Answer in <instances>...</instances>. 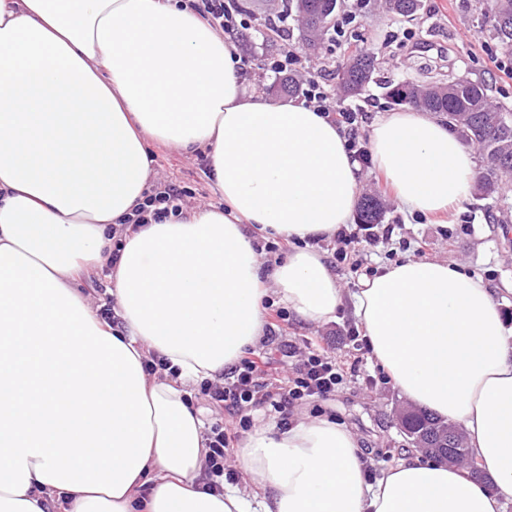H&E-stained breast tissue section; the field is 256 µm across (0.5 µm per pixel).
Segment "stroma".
I'll return each instance as SVG.
<instances>
[{
    "instance_id": "35a3bbf8",
    "label": "stroma",
    "mask_w": 512,
    "mask_h": 512,
    "mask_svg": "<svg viewBox=\"0 0 512 512\" xmlns=\"http://www.w3.org/2000/svg\"><path fill=\"white\" fill-rule=\"evenodd\" d=\"M351 0H341L337 21L343 22L345 34L325 41L317 48L303 46L296 17L285 26L289 40L267 38V14L262 0H255L247 13L249 22L239 28L232 41L247 71L251 89L269 96L274 73L265 69L268 58L277 55L284 43L297 47L309 76L327 74L330 84H337V72L349 47L364 46L378 61V80L364 92L360 104L366 115L360 127L368 134L372 121L389 111L380 79L394 81L424 80L428 76L449 75L481 79L493 87L492 97L512 107V58L504 56L483 26L477 0H421L414 20L395 17L382 6V0H365L357 16H350ZM152 184H173L182 188L186 207L221 204L201 157L187 155L164 145L150 149ZM363 193L379 195L385 204V223L394 225L391 239L378 244L367 254V266L382 270L385 266L409 258H429L458 263L491 288L508 324L512 325V223L498 224L489 217L490 206L512 209V182L504 186L497 199L472 193L460 207L451 211L445 224L401 210L374 165L361 170ZM351 304L337 311L335 318L315 326L289 315L275 338L262 339L257 352L276 358L281 376L291 372L282 350L289 337L305 335L316 345L331 352L344 366L357 367L374 376L371 384L344 386L329 399H314L292 408L289 421L310 415H328L351 429L359 438L366 463L377 474L394 468L409 451L397 415L406 402L393 384L377 380L379 368L369 350L347 341L344 328L353 323Z\"/></svg>"
}]
</instances>
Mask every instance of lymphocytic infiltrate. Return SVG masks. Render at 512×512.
<instances>
[{
    "mask_svg": "<svg viewBox=\"0 0 512 512\" xmlns=\"http://www.w3.org/2000/svg\"><path fill=\"white\" fill-rule=\"evenodd\" d=\"M304 96L308 103L324 112L332 122L347 134V149L354 158L368 162L366 149L359 136L362 106L335 107L330 103L326 84L313 78L307 83ZM182 191L172 185L154 187L131 218L132 227L161 220L182 210ZM392 227L377 224H361L356 230L340 227L334 236L336 246L329 256V263L336 269L358 271L359 245H375L381 236L392 235ZM289 355L297 356L293 373L286 382L274 383L276 369L264 354L246 357L224 374L223 383L207 384L205 391L217 407L237 417L236 429L225 428L223 421H216L206 435L208 448L205 476L208 487L217 488L224 482V453L237 439L240 431L250 428L251 411L269 408L276 413L294 408L312 399H325L347 381L346 371L331 357L316 349L298 352L296 344H289Z\"/></svg>",
    "mask_w": 512,
    "mask_h": 512,
    "instance_id": "f902f5d3",
    "label": "lymphocytic infiltrate"
}]
</instances>
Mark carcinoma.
<instances>
[{"label": "carcinoma", "instance_id": "carcinoma-1", "mask_svg": "<svg viewBox=\"0 0 512 512\" xmlns=\"http://www.w3.org/2000/svg\"><path fill=\"white\" fill-rule=\"evenodd\" d=\"M279 17L292 14L302 19V42L316 45L334 28L338 0H281ZM420 0H386L389 11L404 19L415 16ZM490 33L501 50L512 56V0H492ZM375 57L366 49L350 54L339 69L340 86L350 97L361 95L374 81ZM386 97L395 105H410L435 114L464 144L476 149L481 159L477 187L482 195L497 192L503 178L512 177V109L494 105L489 89L481 81L464 77L448 81H401L384 84ZM277 94H299V80L290 75L272 84ZM384 205L380 197L367 195L360 204L364 224H380ZM446 422L415 409L402 423L403 435L413 440L418 432L439 428Z\"/></svg>", "mask_w": 512, "mask_h": 512}]
</instances>
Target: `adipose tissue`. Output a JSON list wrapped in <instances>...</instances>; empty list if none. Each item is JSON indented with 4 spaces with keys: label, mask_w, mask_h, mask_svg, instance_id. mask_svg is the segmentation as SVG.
Masks as SVG:
<instances>
[{
    "label": "adipose tissue",
    "mask_w": 512,
    "mask_h": 512,
    "mask_svg": "<svg viewBox=\"0 0 512 512\" xmlns=\"http://www.w3.org/2000/svg\"><path fill=\"white\" fill-rule=\"evenodd\" d=\"M246 81L233 43L179 0H0V512L60 497L67 512H503L512 327L481 279L428 258L365 280L353 311L406 400L461 426L483 479L414 451L367 482L355 434L317 415L248 435L250 492L204 485L187 385L261 341L268 296L334 317L343 290L307 241L353 223L362 189L336 125ZM153 142L201 153L223 207L126 229ZM369 146L402 210L469 198L478 162L428 112L385 113ZM255 231L286 259L266 265ZM105 267L117 327L78 288Z\"/></svg>",
    "instance_id": "1"
}]
</instances>
